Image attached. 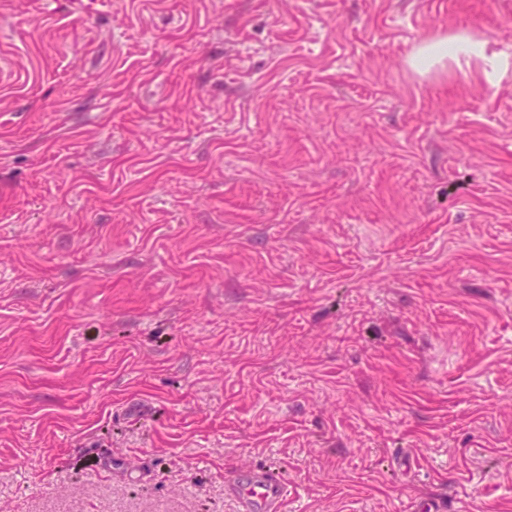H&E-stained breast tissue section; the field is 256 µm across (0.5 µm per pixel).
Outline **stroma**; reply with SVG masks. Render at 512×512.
<instances>
[{
    "label": "stroma",
    "mask_w": 512,
    "mask_h": 512,
    "mask_svg": "<svg viewBox=\"0 0 512 512\" xmlns=\"http://www.w3.org/2000/svg\"><path fill=\"white\" fill-rule=\"evenodd\" d=\"M512 0H0V512H512ZM462 53L469 57L475 56L488 64L489 69H485L484 73L487 81L491 83L509 66L508 61L499 57L488 58L483 42L464 39L459 35H446L422 42L409 58V66L419 74H425L435 62L457 60ZM285 484L281 477L267 470H256L245 481L231 487L242 512H283Z\"/></svg>",
    "instance_id": "stroma-1"
}]
</instances>
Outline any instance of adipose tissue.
I'll use <instances>...</instances> for the list:
<instances>
[{"label":"adipose tissue","instance_id":"1","mask_svg":"<svg viewBox=\"0 0 512 512\" xmlns=\"http://www.w3.org/2000/svg\"><path fill=\"white\" fill-rule=\"evenodd\" d=\"M467 55L486 60L488 67L485 76L488 82H495L508 66L507 61L500 58H487L483 43L471 41L458 35L437 37L419 44L409 59L410 67L424 74L438 61L455 60L459 55Z\"/></svg>","mask_w":512,"mask_h":512}]
</instances>
